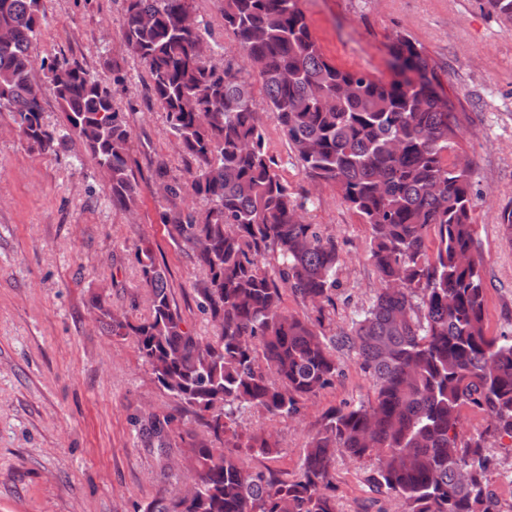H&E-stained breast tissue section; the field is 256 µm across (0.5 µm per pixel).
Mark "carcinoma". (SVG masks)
Here are the masks:
<instances>
[{"mask_svg":"<svg viewBox=\"0 0 512 512\" xmlns=\"http://www.w3.org/2000/svg\"><path fill=\"white\" fill-rule=\"evenodd\" d=\"M193 2L122 0L125 50L143 66L151 99L191 161L187 180L155 170L164 201L157 220L205 269L198 306L217 328L203 338L187 327L148 241L135 259L149 317L133 322L101 295L90 299L109 332L133 338L156 382L181 404L177 416L137 419L164 467L185 475L182 488L137 512H338L339 455L368 465L366 486L402 512H500L497 459L483 436L463 438L461 416L473 410L486 431L512 440V334L487 328L471 170L455 162L472 117L443 87L445 65L397 31L389 79L344 69L321 51L300 0H221L241 64L220 67L208 23L182 25ZM483 2L512 31V0ZM43 19V0H0V111L41 153L81 141L112 204L130 211L140 184L126 115L78 62L37 59ZM38 60L59 106L56 125L45 122L41 89L30 80ZM265 111L305 177L333 188L370 230L366 254L378 287L334 334L324 322L336 310L340 250L307 221L311 195L295 196L280 174ZM287 292L312 314L291 313ZM338 350L355 355L374 400L329 409L292 480L246 467L251 452L275 459L279 442L271 431L243 429L242 414L302 420L343 377Z\"/></svg>","mask_w":512,"mask_h":512,"instance_id":"cac0c4a2","label":"carcinoma"}]
</instances>
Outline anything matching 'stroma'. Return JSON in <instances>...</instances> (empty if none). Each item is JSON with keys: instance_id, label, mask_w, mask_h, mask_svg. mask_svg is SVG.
<instances>
[{"instance_id": "1", "label": "stroma", "mask_w": 512, "mask_h": 512, "mask_svg": "<svg viewBox=\"0 0 512 512\" xmlns=\"http://www.w3.org/2000/svg\"><path fill=\"white\" fill-rule=\"evenodd\" d=\"M38 57L78 61L111 82L126 113L141 196L135 211L114 207L96 162L74 143L56 154L29 148L0 112V512H134L169 485L139 433L137 417L178 413L132 339L109 334L90 311L92 294L139 321L150 314L134 247L152 241L168 268L174 305L196 335L215 328L198 307L204 269L176 246L157 222L160 200L152 174L164 166L183 175L187 163L165 115L147 91L141 64L123 50L119 0H44ZM324 55L342 68L388 77L386 46L405 31L425 52L447 63L445 88L459 93L475 123L464 138L472 162L477 238L487 283L490 335L512 328V246L502 240L498 215L512 207V32L481 0H301ZM268 147L284 160L296 193L313 191L308 220L334 236L345 260L341 292L327 333L347 327L356 306L377 285L365 258L369 230L330 187H314L289 161L274 116ZM346 376L323 391L302 421L269 424L244 413L251 430L273 428L276 461L249 456L254 469L272 467L293 478L325 412L341 401L369 402L370 379L351 352L338 351ZM363 466L336 459L339 512H362Z\"/></svg>"}]
</instances>
